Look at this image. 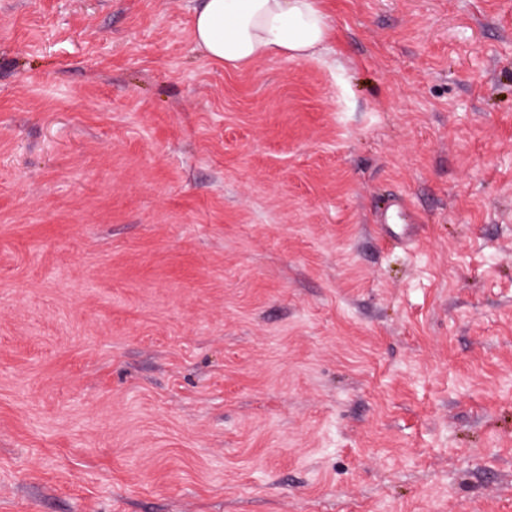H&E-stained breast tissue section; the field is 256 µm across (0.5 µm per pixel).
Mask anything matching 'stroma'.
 I'll list each match as a JSON object with an SVG mask.
<instances>
[{
	"instance_id": "35a3bbf8",
	"label": "stroma",
	"mask_w": 512,
	"mask_h": 512,
	"mask_svg": "<svg viewBox=\"0 0 512 512\" xmlns=\"http://www.w3.org/2000/svg\"><path fill=\"white\" fill-rule=\"evenodd\" d=\"M196 4L0 0V512H512V0ZM193 19L195 47L208 59L240 69L272 56L327 58L332 36L324 0H200ZM376 231L389 244L408 247L418 224L405 213L400 198L390 199L376 215Z\"/></svg>"
}]
</instances>
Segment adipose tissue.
Here are the masks:
<instances>
[{
    "instance_id": "obj_1",
    "label": "adipose tissue",
    "mask_w": 512,
    "mask_h": 512,
    "mask_svg": "<svg viewBox=\"0 0 512 512\" xmlns=\"http://www.w3.org/2000/svg\"><path fill=\"white\" fill-rule=\"evenodd\" d=\"M192 36L205 57L240 69L278 55L326 61L332 27L323 0H201Z\"/></svg>"
}]
</instances>
